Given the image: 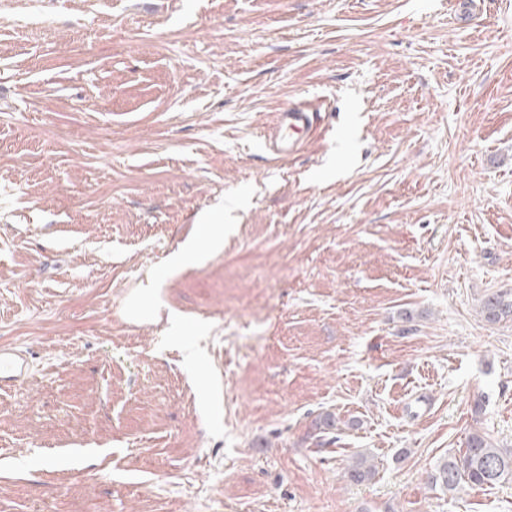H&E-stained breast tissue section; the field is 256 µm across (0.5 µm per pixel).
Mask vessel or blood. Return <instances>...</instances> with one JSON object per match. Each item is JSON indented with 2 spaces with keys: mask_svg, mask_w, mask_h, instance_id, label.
<instances>
[{
  "mask_svg": "<svg viewBox=\"0 0 512 512\" xmlns=\"http://www.w3.org/2000/svg\"><path fill=\"white\" fill-rule=\"evenodd\" d=\"M328 104L320 98H305L281 108L261 133L265 152L276 159L298 153L308 142L319 137L321 117ZM32 373L28 351L0 345V391L22 386Z\"/></svg>",
  "mask_w": 512,
  "mask_h": 512,
  "instance_id": "obj_1",
  "label": "vessel or blood"
}]
</instances>
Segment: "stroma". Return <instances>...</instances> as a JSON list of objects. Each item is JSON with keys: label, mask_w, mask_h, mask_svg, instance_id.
Masks as SVG:
<instances>
[{"label": "stroma", "mask_w": 512, "mask_h": 512, "mask_svg": "<svg viewBox=\"0 0 512 512\" xmlns=\"http://www.w3.org/2000/svg\"><path fill=\"white\" fill-rule=\"evenodd\" d=\"M300 97L326 132L273 159ZM489 289L512 0H0V344L34 362L0 512H512V481L428 483L474 431L512 448ZM328 104L320 98H304L289 103L276 113L261 133L265 152L274 159H287L321 134L322 112ZM214 226H218V224H203L202 225V236L200 238V242L195 245H191L188 247H184L177 254L171 256L169 262L171 265H180L183 261H185L188 257L196 253L200 246L207 244H214L218 242L219 238L214 232Z\"/></svg>", "instance_id": "1"}]
</instances>
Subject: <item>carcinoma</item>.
I'll return each instance as SVG.
<instances>
[{
	"instance_id": "cac0c4a2",
	"label": "carcinoma",
	"mask_w": 512,
	"mask_h": 512,
	"mask_svg": "<svg viewBox=\"0 0 512 512\" xmlns=\"http://www.w3.org/2000/svg\"><path fill=\"white\" fill-rule=\"evenodd\" d=\"M481 313L489 323L512 319V291L497 290L485 294ZM371 475L372 468L363 455L347 469V477L352 482H363ZM511 480L512 448H500L478 431L471 433L466 447L438 461L429 474L430 483L448 492L455 491L463 481L483 486Z\"/></svg>"
}]
</instances>
